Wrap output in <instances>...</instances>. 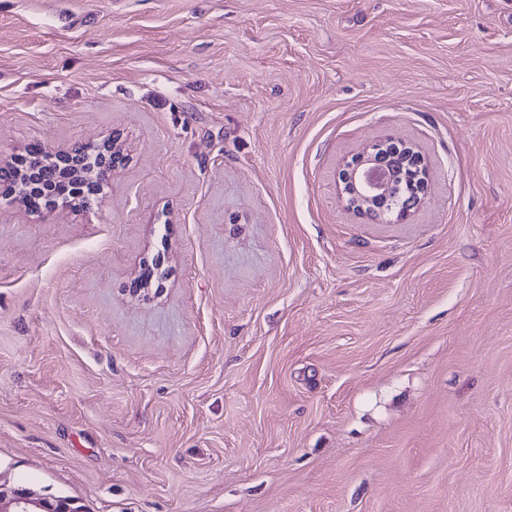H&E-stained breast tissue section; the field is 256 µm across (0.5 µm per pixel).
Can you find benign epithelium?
<instances>
[{
  "label": "benign epithelium",
  "instance_id": "obj_1",
  "mask_svg": "<svg viewBox=\"0 0 512 512\" xmlns=\"http://www.w3.org/2000/svg\"><path fill=\"white\" fill-rule=\"evenodd\" d=\"M43 164L74 168L80 195L93 199L102 190L112 170L124 161L119 141L109 138L100 145H89L86 152L98 156L100 165L88 171L78 163L76 149H60L49 153L34 144ZM347 206L352 210L385 218L395 215V221L405 220L417 208L427 187L425 168L412 145L387 137L353 157L340 173ZM73 502L48 507L45 498L22 487H7L0 483V512H72Z\"/></svg>",
  "mask_w": 512,
  "mask_h": 512
}]
</instances>
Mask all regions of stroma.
Instances as JSON below:
<instances>
[{"label":"stroma","instance_id":"35a3bbf8","mask_svg":"<svg viewBox=\"0 0 512 512\" xmlns=\"http://www.w3.org/2000/svg\"><path fill=\"white\" fill-rule=\"evenodd\" d=\"M114 135L91 210L0 204V482L512 512V0H0V159ZM388 136L401 223L339 181ZM402 156L398 176L409 179L408 196L392 193L396 160ZM412 160V163L409 161ZM409 172V173H408ZM347 206L374 218L395 215L404 221L417 208L427 187L425 168L412 145L387 137L353 157L340 173Z\"/></svg>","mask_w":512,"mask_h":512}]
</instances>
